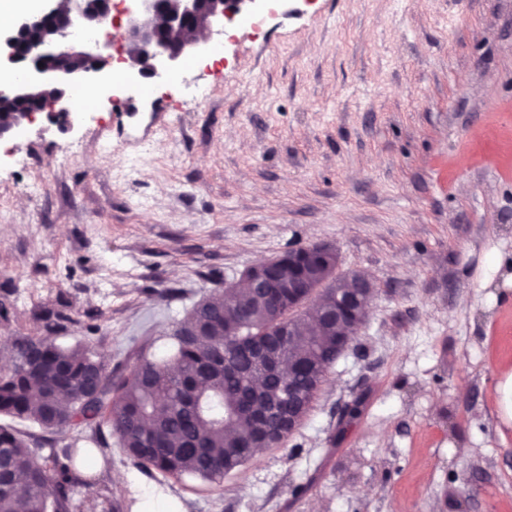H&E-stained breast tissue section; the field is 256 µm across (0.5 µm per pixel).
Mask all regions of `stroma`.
<instances>
[{
    "mask_svg": "<svg viewBox=\"0 0 512 512\" xmlns=\"http://www.w3.org/2000/svg\"><path fill=\"white\" fill-rule=\"evenodd\" d=\"M172 81L114 82L73 127L0 142V373L18 338L109 366L162 352L191 306L328 244L376 291L300 426L220 483L148 475L116 438L120 512H512V0H282ZM124 102L125 132L113 105ZM167 132L145 136L155 113ZM362 398L359 414L340 411ZM496 413L498 416L499 430L503 434V427L512 428V372L503 374L496 383Z\"/></svg>",
    "mask_w": 512,
    "mask_h": 512,
    "instance_id": "35a3bbf8",
    "label": "stroma"
}]
</instances>
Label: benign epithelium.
<instances>
[{"label":"benign epithelium","instance_id":"7a95c632","mask_svg":"<svg viewBox=\"0 0 512 512\" xmlns=\"http://www.w3.org/2000/svg\"><path fill=\"white\" fill-rule=\"evenodd\" d=\"M271 0H131L122 10L125 20L112 15V7L103 0L93 11L88 0H67L66 9L49 4L38 12L24 13L13 27L0 30V63L12 66L16 77L0 85V141L18 137L27 125L36 120V113L25 108L35 101L41 112L52 121L71 127L77 119L71 109V91L75 88H95L106 93L112 55L107 53L111 42L95 40L78 43L79 28L97 31L110 26L116 34L133 46L127 59L126 79L133 83L141 78H166L174 73L185 56L205 57L210 52L209 39L187 38L190 31L209 33L224 31V22L240 16L269 10ZM29 52L43 58L40 63L23 62L24 41L32 36ZM335 249L314 245L300 256H288V303L304 300L308 305L317 293L302 297L308 259L328 256ZM354 286L338 288L336 295L348 301L336 300V324L355 331L360 327L359 306L351 299L369 301L373 284L361 275L352 278Z\"/></svg>","mask_w":512,"mask_h":512}]
</instances>
